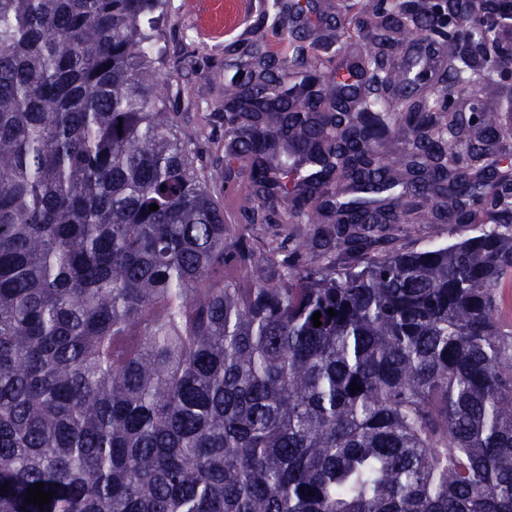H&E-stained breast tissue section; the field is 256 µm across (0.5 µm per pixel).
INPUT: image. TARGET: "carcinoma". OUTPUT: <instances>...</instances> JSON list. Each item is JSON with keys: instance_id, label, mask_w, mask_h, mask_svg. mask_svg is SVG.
<instances>
[{"instance_id": "carcinoma-1", "label": "carcinoma", "mask_w": 512, "mask_h": 512, "mask_svg": "<svg viewBox=\"0 0 512 512\" xmlns=\"http://www.w3.org/2000/svg\"><path fill=\"white\" fill-rule=\"evenodd\" d=\"M470 14V0H378L365 93L330 112L320 65L336 41L316 65L295 45L318 80L305 107L287 60L263 57L240 111L243 92L225 93L218 166L167 108L166 0H0V512H512L498 112L477 96L476 141L455 143L441 88L421 111L384 96L401 79L384 46L410 31L440 44L447 82L488 84L502 42ZM242 159L296 222L320 223L312 197L331 184L357 186L325 245L360 264L230 239L217 189ZM402 171L415 198L496 183L482 217L459 211L493 226L376 253L397 214L373 206ZM38 482L42 508L25 502Z\"/></svg>"}]
</instances>
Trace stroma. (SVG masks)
I'll use <instances>...</instances> for the list:
<instances>
[{"label": "stroma", "instance_id": "stroma-1", "mask_svg": "<svg viewBox=\"0 0 512 512\" xmlns=\"http://www.w3.org/2000/svg\"><path fill=\"white\" fill-rule=\"evenodd\" d=\"M272 0H224L222 35H204L203 18L192 8L191 0H169L172 24L164 41L165 63L162 77L170 85V111L178 113L183 128L191 133L205 151L210 163L224 160V89L237 75L253 69L261 55L290 58L288 41L272 33ZM305 44L310 56H317L322 36H342V20L336 12V0H309L303 19ZM250 168L236 166L228 183L237 197L224 206V218L231 236L245 235L259 243L281 246L290 251L295 239L318 237L317 224H295L285 220L277 224L250 221L258 199L250 193ZM446 203L424 201L413 223H392L385 227L384 249L411 251L463 240L476 233L473 224L450 220Z\"/></svg>", "mask_w": 512, "mask_h": 512}]
</instances>
